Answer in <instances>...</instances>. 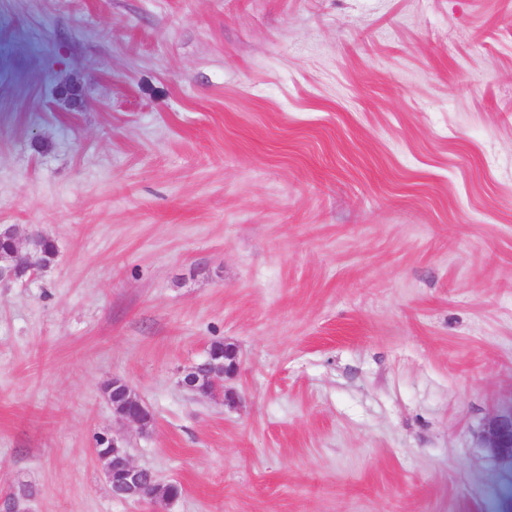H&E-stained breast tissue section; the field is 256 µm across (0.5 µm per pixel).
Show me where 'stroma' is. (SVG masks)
<instances>
[{
    "label": "stroma",
    "instance_id": "35a3bbf8",
    "mask_svg": "<svg viewBox=\"0 0 512 512\" xmlns=\"http://www.w3.org/2000/svg\"><path fill=\"white\" fill-rule=\"evenodd\" d=\"M0 224L57 246L0 285L15 512H512V0H0ZM224 348L226 354L230 357L235 351V346L225 343L221 340L213 341L208 347L206 357L209 352L219 351L224 356ZM222 355H216L211 362L205 367H199L196 364L184 369L180 373L179 385L187 392L198 398L203 395L208 399L222 397L226 398L224 393V381L226 378L234 377L240 368V361H235L233 366H228L223 361ZM105 395L110 405L112 403L113 412L126 423L141 430L147 429L153 423L149 407L123 378H112V387L108 390L105 388ZM482 445L492 457L512 466V407L489 419L483 430ZM107 438H112V448L95 446L94 452L98 460L103 463L108 482L112 483V494L115 497L140 496L143 489V475L150 471L133 463L127 448L123 446L122 438L114 435Z\"/></svg>",
    "mask_w": 512,
    "mask_h": 512
}]
</instances>
